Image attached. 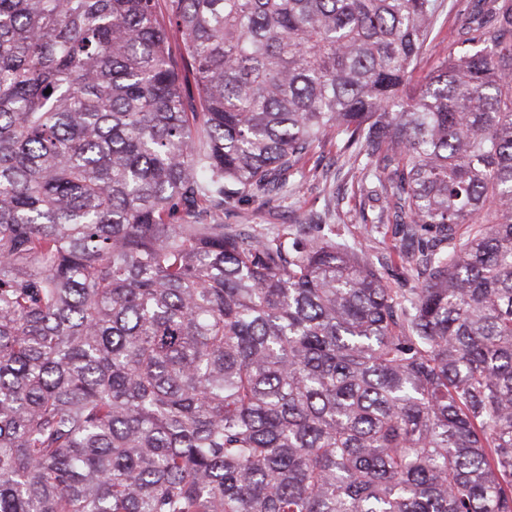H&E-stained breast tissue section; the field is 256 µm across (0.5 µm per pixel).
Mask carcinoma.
<instances>
[{
  "instance_id": "1",
  "label": "carcinoma",
  "mask_w": 512,
  "mask_h": 512,
  "mask_svg": "<svg viewBox=\"0 0 512 512\" xmlns=\"http://www.w3.org/2000/svg\"><path fill=\"white\" fill-rule=\"evenodd\" d=\"M489 2L412 90L445 0H0V512H512ZM327 142L419 286L224 230Z\"/></svg>"
}]
</instances>
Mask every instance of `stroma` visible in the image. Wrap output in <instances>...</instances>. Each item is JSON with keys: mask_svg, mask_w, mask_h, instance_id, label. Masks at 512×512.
<instances>
[{"mask_svg": "<svg viewBox=\"0 0 512 512\" xmlns=\"http://www.w3.org/2000/svg\"><path fill=\"white\" fill-rule=\"evenodd\" d=\"M447 2L433 32L437 52L424 57L412 75L413 84L425 80L436 65L437 53L448 49L452 36L468 20L467 11L456 0ZM343 165L335 146L317 149L307 160V175L294 176L292 196L239 198L224 207L225 228L256 235L289 232L310 238L329 236L336 243L365 254L392 287H415V276L404 267L398 254L416 251V240L404 237L393 224L374 229L361 222L359 210L363 197L356 184L351 183L349 174L343 172ZM336 191L344 194L338 205L331 199ZM315 211L327 213L326 223H308L309 214Z\"/></svg>", "mask_w": 512, "mask_h": 512, "instance_id": "1", "label": "stroma"}]
</instances>
